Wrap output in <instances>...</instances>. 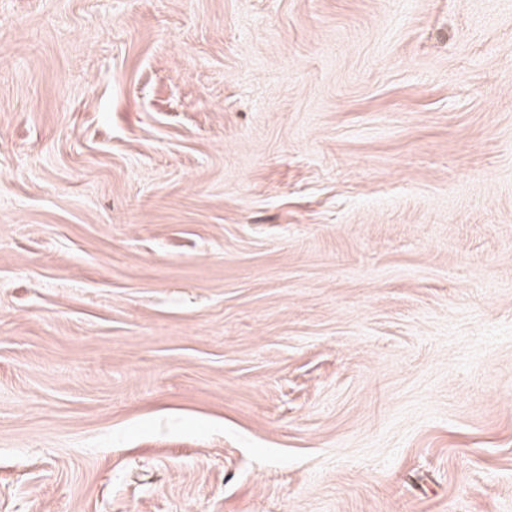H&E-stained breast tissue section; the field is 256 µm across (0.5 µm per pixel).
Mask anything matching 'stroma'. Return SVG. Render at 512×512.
<instances>
[{
  "label": "stroma",
  "mask_w": 512,
  "mask_h": 512,
  "mask_svg": "<svg viewBox=\"0 0 512 512\" xmlns=\"http://www.w3.org/2000/svg\"><path fill=\"white\" fill-rule=\"evenodd\" d=\"M0 512H512V0H0Z\"/></svg>",
  "instance_id": "1"
}]
</instances>
